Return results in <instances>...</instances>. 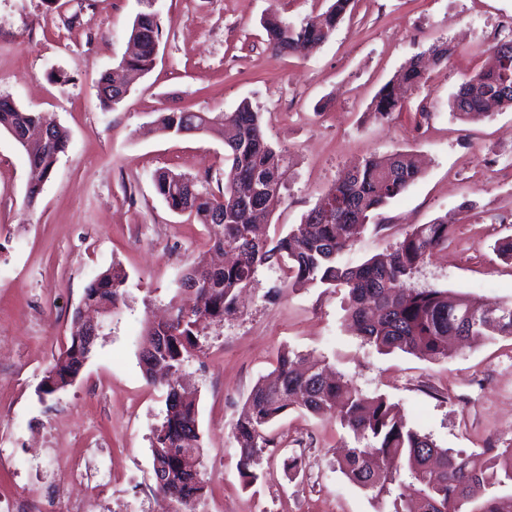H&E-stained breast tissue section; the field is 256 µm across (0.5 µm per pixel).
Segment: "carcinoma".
Returning <instances> with one entry per match:
<instances>
[{
    "label": "carcinoma",
    "instance_id": "cac0c4a2",
    "mask_svg": "<svg viewBox=\"0 0 512 512\" xmlns=\"http://www.w3.org/2000/svg\"><path fill=\"white\" fill-rule=\"evenodd\" d=\"M353 0H331L326 10L296 26L270 15L263 23L268 45L283 52L298 44L314 50L336 34ZM453 47L446 41L432 44L411 60L375 97L373 116L388 120L402 107L408 91L425 83L427 64L448 63ZM153 66L150 36L141 38L140 52L122 61L129 72L147 73ZM103 75L97 86L100 105L107 110L123 101L120 91L108 90ZM512 108V31L499 36L487 49L485 66L466 79L450 103L463 121L487 116L485 101ZM159 130L171 135L204 129L224 140V186L214 192L175 172L154 175L156 192L168 208L190 214L205 226L211 248L231 256L221 267L199 258L177 281L186 303L164 323H151L145 340L166 337L155 348L154 360L166 369V413L152 431L154 466L167 471L170 485L159 488L176 503V512L197 509L205 495L201 463L179 455L184 440L200 442L197 396L179 382L185 354L198 346L205 322L224 316L250 286L261 266L283 272L282 287L321 286L346 290V313L356 335L383 353L401 351L422 359L447 355L448 337L461 342H491L512 336V303H485L438 288H413L417 268L448 243V219L419 224L391 245L387 253L351 266L344 253L355 243V230L378 215L390 200L404 192L420 175L404 154H371L333 183L302 223L272 240L261 238L257 226L268 221L281 200L288 158L266 139L261 113L247 101L233 112L214 117L201 112H162ZM0 129L25 151L29 164L48 178L67 147V130L41 112L0 102ZM34 131L41 136L31 138ZM125 275L112 268L96 275L86 286L84 303L106 315L123 300ZM83 324L74 315L71 342L45 372L40 389L51 394L69 386L93 347L83 340ZM324 359L280 352L272 375L259 379L232 426L239 472L247 484L257 480L253 471L260 454L277 446L269 426L292 408L336 419L351 439L338 461L347 478L372 494L380 512H512V448L489 458L439 447L420 434L404 412L385 398L368 397L344 376L327 374Z\"/></svg>",
    "mask_w": 512,
    "mask_h": 512
}]
</instances>
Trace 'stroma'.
Listing matches in <instances>:
<instances>
[{
  "mask_svg": "<svg viewBox=\"0 0 512 512\" xmlns=\"http://www.w3.org/2000/svg\"><path fill=\"white\" fill-rule=\"evenodd\" d=\"M329 0H157L162 38L151 71L102 110L97 83L116 69L142 6L139 0H0V96L44 112L69 133L64 153L33 208L26 154L0 131V448L28 463H0V498L38 496L66 458L100 466L93 448L112 451V493L135 512L156 495L150 438L165 416L166 389L140 364L146 326L179 306L174 282L209 248L201 224L169 210L153 176L172 170L207 188L224 181L216 135L154 132L163 112L235 111L251 102L268 141L288 152V189L268 237L302 222L319 195L363 157L407 153L421 177L391 200L381 230L367 228L344 256L358 265L385 252L417 224L447 218L448 246L416 272L417 288L512 303V262L496 244L512 237V109L467 123L450 101L486 61L499 32L512 28V0H354L335 37L313 51L274 53L262 19L278 12L302 24ZM437 41L451 42L447 66L431 70L391 120L371 119L380 88ZM125 276L123 300L101 318L93 353L75 382L50 395L38 385L70 342L74 312L98 273ZM278 268L258 269L235 310L208 326L202 350L184 365L198 399L207 494L203 512H378L370 495L338 469L344 432L332 418L289 411L272 427L277 445L258 478L244 485L231 426L278 352L329 360L370 397L397 404L441 447H512V337L454 347L424 360L383 354L345 322V290L283 289ZM302 457L299 471L285 469Z\"/></svg>",
  "mask_w": 512,
  "mask_h": 512,
  "instance_id": "stroma-1",
  "label": "stroma"
}]
</instances>
